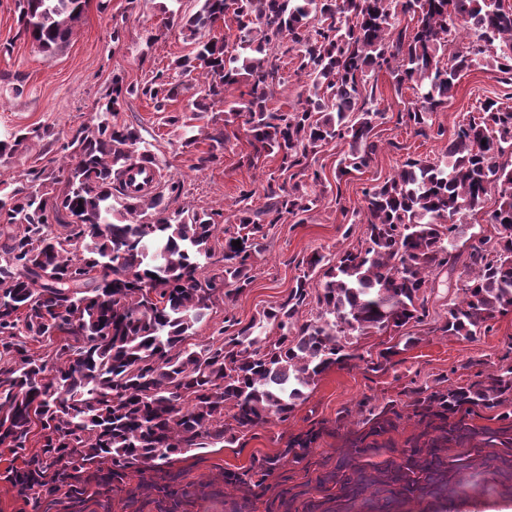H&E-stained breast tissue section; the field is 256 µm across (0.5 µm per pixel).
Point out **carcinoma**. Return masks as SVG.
Returning a JSON list of instances; mask_svg holds the SVG:
<instances>
[{
	"mask_svg": "<svg viewBox=\"0 0 512 512\" xmlns=\"http://www.w3.org/2000/svg\"><path fill=\"white\" fill-rule=\"evenodd\" d=\"M200 2L182 25L196 52L176 67L195 74L194 108H224V128L208 136L213 152L203 163L242 125L254 152L249 164L277 155L291 180L305 175L316 148L348 141L336 168L340 182L368 167L377 150L372 131L381 112L367 70L387 72L398 91L412 85L417 100L397 121L437 140L447 131L432 127L430 116L448 103L462 73L483 61L512 81V8L502 0ZM87 3L18 0L19 28L50 56L71 37ZM226 17L239 30L232 49L207 36ZM456 26L466 43L444 64L439 50ZM290 51L310 81L308 92L293 111L272 110L268 101L283 83L282 57ZM234 85L242 89L229 101ZM138 92L173 99L180 85L161 74L141 89L113 84L95 120L58 148L57 170L38 185L0 180V448L11 455L7 477L33 501L63 489L99 495L136 463L159 470L174 454L232 444L272 416L287 420L319 375L363 359L354 340L424 322L436 273L455 271L461 257L462 216L491 192L498 204L485 223L493 234L467 246L455 281L461 298L441 331L471 337L512 311V106L489 98L448 142V161L410 158L365 192L361 247L332 261L312 253L282 303L225 342L186 344L218 297L252 283L250 260L265 226L289 216L304 223L319 196L270 179L263 208L237 210L236 232L224 242V279L207 277L217 240L211 214L173 209L161 191L137 199L125 192L128 172L159 166L136 127L112 121ZM29 140L31 132L21 130L0 139V158ZM310 299L317 315L302 323ZM29 338L54 345L52 362L31 352ZM508 407L512 367L465 386L421 387L411 413L423 429L412 447L372 463L367 439L404 417L393 405L372 410L369 431L351 439L348 461L320 485L335 489L327 500L338 502L369 484L389 503L416 493L446 498L469 451L449 458L440 449L484 447L494 449L512 493V413L497 415L501 426L482 432L457 417L463 409ZM480 433L481 447L472 446ZM315 439L312 432L292 439L279 458L262 464L264 474L283 459L301 462Z\"/></svg>",
	"mask_w": 512,
	"mask_h": 512,
	"instance_id": "obj_1",
	"label": "carcinoma"
}]
</instances>
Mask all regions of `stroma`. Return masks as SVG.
<instances>
[{
    "label": "stroma",
    "mask_w": 512,
    "mask_h": 512,
    "mask_svg": "<svg viewBox=\"0 0 512 512\" xmlns=\"http://www.w3.org/2000/svg\"><path fill=\"white\" fill-rule=\"evenodd\" d=\"M199 7L198 0H89L70 40L48 56L20 36L16 0H0V138L20 129L38 133L13 157L0 160V179L34 180L49 162L42 152L45 140H66L72 130L89 122L113 78L144 86L162 73L181 84L177 100L160 110L154 100L133 95L115 120L138 128L160 162L159 189L170 192L173 206L205 208L219 229L235 232L231 204L248 189L253 193L249 208L262 207L269 177L280 174V159L269 155L249 164L253 149L243 130L203 167L197 158L208 151V141L180 146L176 126L189 120L196 95L194 80L181 75L174 62L193 50L181 33V23ZM376 80L381 117L373 131L377 151L370 166L337 179V163L349 150L339 140L310 155L312 169L321 175L316 187L320 205L304 223L288 218L271 226L263 251L253 257V283L232 299H216L197 326L193 343L232 336L235 325H246L258 312L285 300L313 252L333 255L360 245L366 222L364 190L393 175L406 158L441 153L443 141L397 122L398 111L414 98L412 88L396 91L382 72ZM511 95L512 85L505 83L502 73L476 65L461 77L452 98L433 113L432 121L452 135L460 123L478 116L485 99L503 101ZM455 298L446 284H439L437 296L428 303L427 319L409 330L416 342L408 348H400L401 337L394 330L358 339L360 359L320 375L287 421L270 418L241 434L230 447L173 456L163 473L131 474L103 498L83 500L58 493L42 497L35 508L26 494L0 477V512H162L159 487L166 482L182 502L177 512H279V495L288 488L297 494L291 512H303L306 500L321 498L318 477L342 459L347 435L362 430L369 407L392 400L406 404L418 387L463 385L512 367V312L497 316L490 331L474 338L449 336L441 327ZM393 345L398 353L387 368H377L379 352ZM311 429L321 435L308 461H282L256 487L233 481L234 473L279 457L290 438ZM455 481L458 490L448 498L424 495L390 506L369 490L350 512H512V495L500 486L488 457L475 459Z\"/></svg>",
    "instance_id": "35a3bbf8"
}]
</instances>
